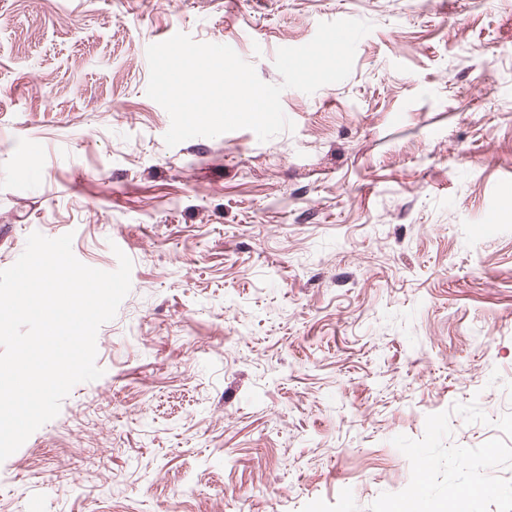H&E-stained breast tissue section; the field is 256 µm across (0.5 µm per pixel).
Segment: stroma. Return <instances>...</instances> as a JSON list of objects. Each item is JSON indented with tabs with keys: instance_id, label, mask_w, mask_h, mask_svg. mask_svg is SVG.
I'll list each match as a JSON object with an SVG mask.
<instances>
[{
	"instance_id": "stroma-1",
	"label": "stroma",
	"mask_w": 512,
	"mask_h": 512,
	"mask_svg": "<svg viewBox=\"0 0 512 512\" xmlns=\"http://www.w3.org/2000/svg\"><path fill=\"white\" fill-rule=\"evenodd\" d=\"M350 76L295 128L167 146L170 30L267 83L323 21ZM40 140L44 154L29 157ZM512 0H0V270L31 233L133 262L98 380L0 462V512H512Z\"/></svg>"
}]
</instances>
